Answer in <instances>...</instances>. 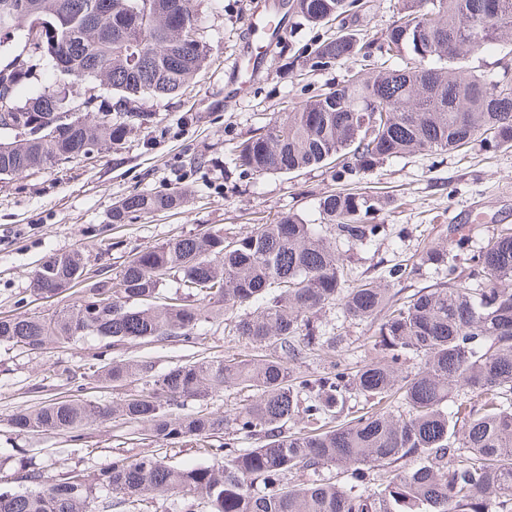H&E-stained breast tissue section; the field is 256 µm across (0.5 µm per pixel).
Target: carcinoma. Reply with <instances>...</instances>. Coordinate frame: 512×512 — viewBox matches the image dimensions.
Masks as SVG:
<instances>
[{
  "instance_id": "1",
  "label": "carcinoma",
  "mask_w": 512,
  "mask_h": 512,
  "mask_svg": "<svg viewBox=\"0 0 512 512\" xmlns=\"http://www.w3.org/2000/svg\"><path fill=\"white\" fill-rule=\"evenodd\" d=\"M92 0H0V176L59 165L119 140L128 124L98 105L95 88L116 97L117 112L141 118L133 103L172 95L204 67L208 49L192 0H112V15ZM498 4L509 26L487 18ZM356 0H291L320 24L351 11ZM397 19L382 36L340 29L311 48L314 68L360 58L333 88L240 140L235 164L256 176L335 164L333 177L354 176L407 154L447 152L486 134L493 148L512 147V70L476 73L462 60L496 47L512 33V0H394ZM194 38H182L184 25ZM70 72L68 90L54 82L27 97L37 73ZM82 96L84 128L51 141L27 126ZM179 192L131 193L112 205L114 224L175 210ZM385 201L363 192L319 200L324 225L295 214L258 224L228 241L224 233L184 235L140 251L114 278L95 279L78 252L53 256L35 272L30 292L76 300L48 315L0 317V343L37 352L73 344L95 328L109 343L189 342L227 318L228 333L266 352L249 359L201 357L154 376L148 362L110 361L92 370L114 387L141 381L148 391L112 405L79 395L14 415L17 435L64 432L104 419L135 422L156 442L198 446L221 462L176 467L156 455L118 457L88 479L74 470L46 476L19 465L28 486L0 488V512H91L135 506L145 496H182V512H512V228L477 250L452 226L459 253L427 244L418 262L390 267L383 279L355 280L342 244H364L385 231L374 223ZM425 266L448 281L402 295L399 285ZM483 280L470 288L468 279ZM132 301L140 306H129ZM336 304L348 321L367 322L378 356L352 370L332 361L314 378L290 363L317 347L336 349L317 314ZM251 392L229 419L185 401L206 402L223 389ZM366 406L350 416L349 403ZM406 411L396 414L392 404ZM454 410H448V404ZM300 418L297 432L284 430ZM261 442L237 448L224 431ZM337 468L346 481L295 484L291 475Z\"/></svg>"
}]
</instances>
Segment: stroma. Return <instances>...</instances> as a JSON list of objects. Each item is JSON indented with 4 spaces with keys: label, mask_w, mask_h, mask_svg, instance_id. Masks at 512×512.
<instances>
[{
    "label": "stroma",
    "mask_w": 512,
    "mask_h": 512,
    "mask_svg": "<svg viewBox=\"0 0 512 512\" xmlns=\"http://www.w3.org/2000/svg\"><path fill=\"white\" fill-rule=\"evenodd\" d=\"M256 0H193L206 29V66L185 91L137 100L145 121L131 123L119 141L92 158L0 180V316L51 313L68 296L34 299L30 284L43 261L82 252L91 272L115 275L131 255L177 236L221 231L235 236L254 225L295 213L306 223L322 221L320 198L344 187L390 197L376 215L385 236L361 246H346L351 274L376 280L389 266L416 261L424 244L450 243L448 228H469L473 247L482 246L503 224L512 225V147L486 150L476 138L454 152H416L359 173L350 182L333 179L329 168L255 176L235 165L231 149L270 121L282 119L318 89L336 86L345 65L312 69L303 50L322 38L325 25H311L282 11L283 30L255 72L248 94L225 103L224 92L237 76L248 44L245 27ZM186 187L183 206L144 214L129 224L112 223L115 199L134 192L165 194ZM323 329L342 341L337 355L350 364L369 361L373 352L367 323L346 321L340 308L318 317ZM256 348L228 335L223 322L203 328L192 343L133 342L115 347L88 336L73 345L36 353L0 344V485L21 487L16 451L27 449L47 475L68 468L90 475L118 456L162 453L174 464L203 466L212 457L200 449L160 445L134 424L110 421L86 426L79 441L64 432L33 436L11 434L8 422L23 409L76 392L101 402L140 393L136 382L123 391H105L86 372L96 355L150 362L154 373L203 356L250 358Z\"/></svg>",
    "instance_id": "obj_1"
}]
</instances>
